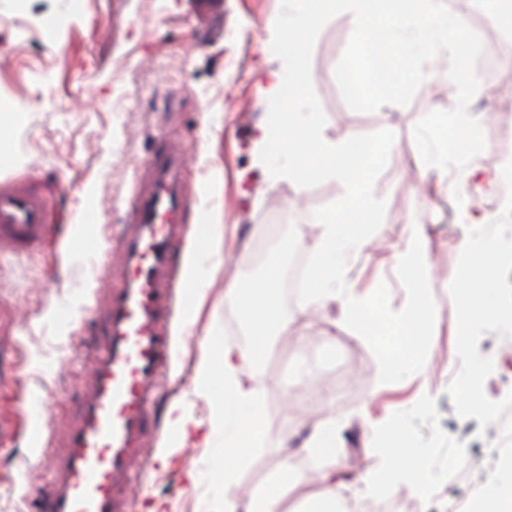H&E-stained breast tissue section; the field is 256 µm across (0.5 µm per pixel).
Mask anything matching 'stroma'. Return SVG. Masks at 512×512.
<instances>
[{
  "instance_id": "obj_1",
  "label": "stroma",
  "mask_w": 512,
  "mask_h": 512,
  "mask_svg": "<svg viewBox=\"0 0 512 512\" xmlns=\"http://www.w3.org/2000/svg\"><path fill=\"white\" fill-rule=\"evenodd\" d=\"M444 5L481 29L485 48L512 60V41L499 22L479 24L470 0ZM279 9L280 0H0V101L20 115L10 130L12 153L0 159V183L25 180L50 212L44 246L0 260V512H34L53 489L65 448L58 442L47 451L43 444L81 416L89 356L106 339L113 273L125 264L119 241L128 232V208L149 181L144 161L165 137L180 139L191 160L180 174L187 199L180 221L220 224L224 232L203 253L186 241L167 270L168 281L181 285L199 259L204 305L195 316L189 304H176L166 323L171 359L136 512H224V491L211 478L220 449L203 439L216 397L197 387L202 345L216 334L240 349L247 324L225 289L250 287L294 253L312 254L322 229L308 214L344 193L334 180L304 189L272 178L259 159L267 75L283 66L266 25ZM352 30L351 14H340L314 47L312 81L326 133L340 143L389 129L395 141L374 185L386 202L383 223L353 252L345 279L366 296L386 283L391 307L402 309L407 293L396 259L409 224L425 223L436 303L428 365L401 382L379 383L371 349L345 326L338 306L317 314L280 301L287 332L274 335L267 356L243 370L265 399L264 434L233 474L236 485L255 492L285 466L300 485L311 471H333L344 501L360 503L362 512H377L393 498L406 512H448L487 482L488 470L467 462L495 454L501 438L499 425L483 429L477 419H460L446 392L460 366L448 287L469 230L503 209L499 193L478 187L501 177L503 159H512V112L500 87L512 85V74L494 73L469 105L486 139L468 166L472 181L452 188L434 174L422 185L413 128L428 112L451 109L456 95L443 78L430 77L408 106L352 112L334 78ZM478 349L494 362L484 392L501 400L512 390V337L485 334ZM180 404L190 423L178 446L170 441V411ZM403 409L417 448L442 461L424 492L407 480L367 484L359 477L384 468L373 431ZM329 423L336 426L332 452L307 451L313 425Z\"/></svg>"
}]
</instances>
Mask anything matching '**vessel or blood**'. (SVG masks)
Instances as JSON below:
<instances>
[{
	"mask_svg": "<svg viewBox=\"0 0 512 512\" xmlns=\"http://www.w3.org/2000/svg\"><path fill=\"white\" fill-rule=\"evenodd\" d=\"M185 164L181 145L168 140L147 161L153 181L131 208L128 263L114 273L109 335L91 361L84 416L61 434L67 454L38 512H131L130 485L148 468L145 442L170 360L163 318L176 290L163 272L172 251L202 235L200 225L177 220ZM48 222L39 194L20 181L0 186V257L39 245Z\"/></svg>",
	"mask_w": 512,
	"mask_h": 512,
	"instance_id": "obj_1",
	"label": "vessel or blood"
}]
</instances>
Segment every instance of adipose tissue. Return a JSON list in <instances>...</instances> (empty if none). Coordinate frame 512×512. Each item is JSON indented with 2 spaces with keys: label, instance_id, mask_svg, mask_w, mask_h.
I'll list each match as a JSON object with an SVG mask.
<instances>
[{
  "label": "adipose tissue",
  "instance_id": "adipose-tissue-1",
  "mask_svg": "<svg viewBox=\"0 0 512 512\" xmlns=\"http://www.w3.org/2000/svg\"><path fill=\"white\" fill-rule=\"evenodd\" d=\"M278 283L279 273L272 268L251 288H231L226 292L247 323L250 334L247 349L235 351L226 347L222 337L214 335L207 338L203 347L201 385L205 390L217 392L220 397L210 427L223 430L224 456L228 459L240 461L247 458L264 433L261 402L242 380L240 363L261 361L270 349L272 334L287 326L278 305ZM386 431L394 442L386 462L389 479H407L418 489H425L433 465L431 458L409 455V433L402 422L387 425ZM212 478L224 487V512H284V498L290 489L292 475L289 469H282L277 480L245 501L236 491L231 469L216 467Z\"/></svg>",
  "mask_w": 512,
  "mask_h": 512
}]
</instances>
